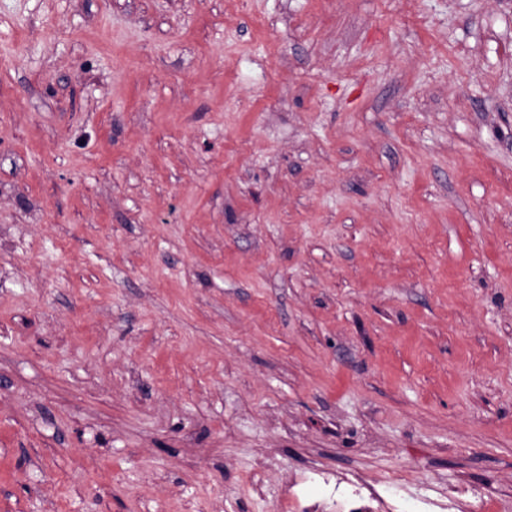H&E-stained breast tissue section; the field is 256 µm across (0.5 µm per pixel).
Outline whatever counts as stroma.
Here are the masks:
<instances>
[{"instance_id":"obj_1","label":"stroma","mask_w":512,"mask_h":512,"mask_svg":"<svg viewBox=\"0 0 512 512\" xmlns=\"http://www.w3.org/2000/svg\"><path fill=\"white\" fill-rule=\"evenodd\" d=\"M512 512V0H0V512Z\"/></svg>"}]
</instances>
